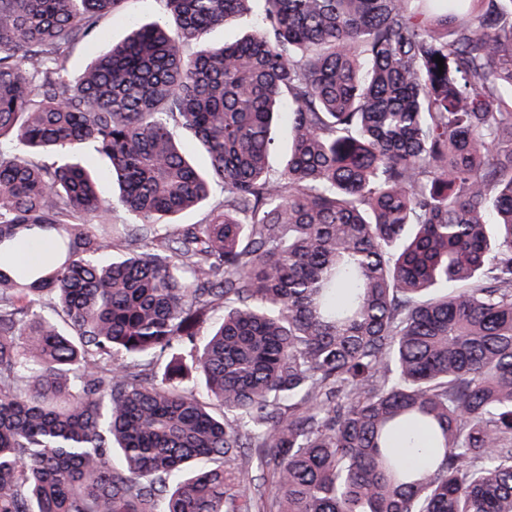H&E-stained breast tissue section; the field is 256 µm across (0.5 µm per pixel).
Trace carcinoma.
<instances>
[{"label": "carcinoma", "instance_id": "carcinoma-1", "mask_svg": "<svg viewBox=\"0 0 512 512\" xmlns=\"http://www.w3.org/2000/svg\"><path fill=\"white\" fill-rule=\"evenodd\" d=\"M126 2L0 0V512H512V0H160L66 78ZM128 32L129 28L126 24L116 23L112 16L100 19L95 36L89 40V42L96 45L94 49H90L85 46V43H81L70 50L67 63L69 78L75 77L95 54L104 51L112 43L122 40ZM252 29V24L249 20L241 19L230 21L224 26L212 29L207 37V42L210 45L219 46L224 42H232ZM110 162L106 157L97 156L96 177L99 194L105 199H112V194L117 191V186L112 184V178L109 175Z\"/></svg>", "mask_w": 512, "mask_h": 512}]
</instances>
